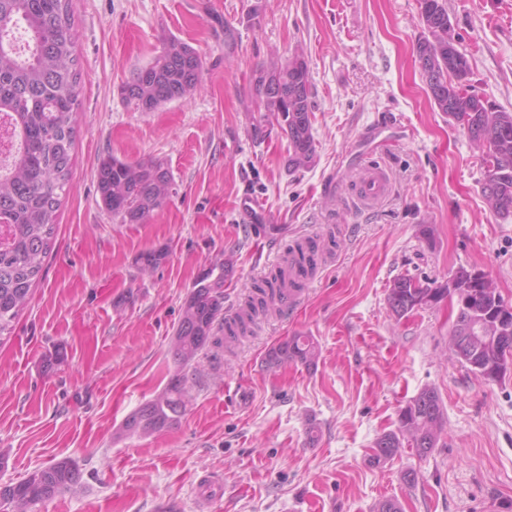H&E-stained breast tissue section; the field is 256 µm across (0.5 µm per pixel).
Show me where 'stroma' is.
I'll return each instance as SVG.
<instances>
[{
    "label": "stroma",
    "instance_id": "1",
    "mask_svg": "<svg viewBox=\"0 0 512 512\" xmlns=\"http://www.w3.org/2000/svg\"><path fill=\"white\" fill-rule=\"evenodd\" d=\"M476 93L512 111V0H443ZM80 61L70 188L41 280L0 338V484L70 458L77 487L32 512H505L512 503V369L486 381L462 366L440 302L396 318L403 275L448 281L484 272L512 302V218L491 212L467 132L435 108L416 59L419 0H72ZM202 59L183 99L146 112L121 94L168 37ZM302 51L312 84L316 158L288 167V139L263 124L251 73ZM407 130L380 147L386 196L361 206L355 167L368 129ZM157 159L172 179L145 224L99 198L105 156ZM250 196L266 212L247 222ZM337 246L294 307L259 317L221 360L187 369L193 401L152 436L126 417L176 372L170 341L202 272L229 266L224 311L310 238ZM164 260L145 269L142 257ZM314 337L313 366L271 369L267 350ZM64 350V363L45 369ZM435 390L445 431L427 455L406 445L370 463L399 413ZM414 471L415 482L402 478ZM222 476L202 495L199 480Z\"/></svg>",
    "mask_w": 512,
    "mask_h": 512
}]
</instances>
